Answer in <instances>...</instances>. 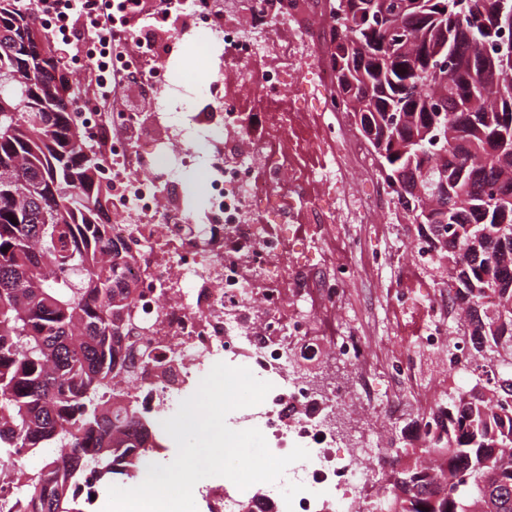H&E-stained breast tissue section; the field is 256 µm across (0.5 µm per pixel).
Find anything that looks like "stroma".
<instances>
[{"label":"stroma","instance_id":"stroma-1","mask_svg":"<svg viewBox=\"0 0 512 512\" xmlns=\"http://www.w3.org/2000/svg\"><path fill=\"white\" fill-rule=\"evenodd\" d=\"M138 35L144 40L156 39L163 47L168 72L174 78L173 89L146 88L147 98H163L170 112H214L218 109L217 96L231 91L240 97L244 111L254 115L263 130L273 131L271 109L257 78L259 63L226 58L223 46L217 45L212 49L211 69H202L197 58L200 36L193 25L166 34L156 33L151 28L142 29ZM315 78L314 71L301 73L285 97L286 104L310 113L309 119L299 122L292 133L299 146V167L306 172L315 171L325 155L324 147L314 135L313 127L319 115L308 93ZM206 175L205 162H198L194 169L183 173L180 180L168 183L165 193L182 199L190 213L202 214ZM417 237L416 225L410 224L396 206L383 215L380 225L338 224L332 231L337 258L355 263L360 270L339 308L338 323L358 328L367 340L374 361L381 365L392 358L398 348H412L416 342L415 330H426L431 297L441 292L448 278L446 266L437 260H429L423 267L414 265L410 249ZM396 288L412 292L413 304L407 307L393 304L390 296ZM439 368V358H423L420 372L402 384L401 397L407 403L406 409L402 415L390 419L383 418L378 409L388 398L387 385L382 378H375L372 405L361 415V426L379 432L385 441L395 445L418 447L422 438L419 430L422 412L431 410L440 399L446 398L450 388L465 389L476 382L475 375L467 371L447 380L440 378Z\"/></svg>","mask_w":512,"mask_h":512}]
</instances>
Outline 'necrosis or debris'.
<instances>
[{"mask_svg":"<svg viewBox=\"0 0 512 512\" xmlns=\"http://www.w3.org/2000/svg\"><path fill=\"white\" fill-rule=\"evenodd\" d=\"M181 4L209 44L227 45L241 61L273 59L260 79L270 99L293 84L303 64L313 63L323 73L310 95L320 111L336 115L335 126L325 131L332 149L324 169L338 196L328 208L304 192L302 175L290 162L289 135L298 115L289 109L275 114L284 138L276 158L269 138L229 100L222 103L220 130L211 129L205 115L182 112L169 118L167 147L148 154L129 135L136 113H83L89 136L107 145L101 173L114 184L112 208L121 217L111 236L132 257L129 273L140 281L134 313L149 325L166 372L164 379L147 378L131 392L146 411L159 415L183 384L213 363L247 367L272 385L251 418L270 436L274 455L297 445L310 453L285 472L294 491L283 500L282 512H374L368 489L383 440L343 432L336 418L337 408H354L368 396L374 370L360 332L336 328V310L358 271L337 260L318 267L307 256L329 241L338 211H348L350 223L367 224L373 213L387 211L392 197L379 181L368 200L344 192L353 177H371L373 159L339 109L324 58L310 56L306 46L309 34L323 27V10L309 8L305 0H246L248 20L240 25L218 19L200 0ZM277 16L298 21L299 34L285 42L272 39L267 24ZM219 134L221 153L207 156L206 211L194 219L168 207L165 184L197 159L190 137L207 145ZM151 165L155 177L144 178L142 168ZM431 312L417 347L447 352L448 321L458 309L442 294ZM336 358L351 363L356 378L321 380L301 368Z\"/></svg>","mask_w":512,"mask_h":512,"instance_id":"4bbe7bcc","label":"necrosis or debris"}]
</instances>
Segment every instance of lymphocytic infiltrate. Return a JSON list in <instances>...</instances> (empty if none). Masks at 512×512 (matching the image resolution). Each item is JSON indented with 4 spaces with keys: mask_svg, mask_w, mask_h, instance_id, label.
Here are the masks:
<instances>
[{
    "mask_svg": "<svg viewBox=\"0 0 512 512\" xmlns=\"http://www.w3.org/2000/svg\"><path fill=\"white\" fill-rule=\"evenodd\" d=\"M143 8L142 0H100L94 10L87 0H45L42 6L44 25L54 29L63 43H75V57L84 61V70L98 90L100 103L116 112L144 109L136 89L149 82V75L139 70H121L112 64L113 59L136 54L143 46L132 25L124 27L122 37H114L115 13L130 16Z\"/></svg>",
    "mask_w": 512,
    "mask_h": 512,
    "instance_id": "obj_1",
    "label": "lymphocytic infiltrate"
}]
</instances>
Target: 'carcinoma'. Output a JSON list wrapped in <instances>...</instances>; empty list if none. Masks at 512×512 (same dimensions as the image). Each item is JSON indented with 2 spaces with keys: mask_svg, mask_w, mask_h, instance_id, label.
<instances>
[{
  "mask_svg": "<svg viewBox=\"0 0 512 512\" xmlns=\"http://www.w3.org/2000/svg\"><path fill=\"white\" fill-rule=\"evenodd\" d=\"M353 0L330 4L328 66L336 84L365 71L372 100L349 94L345 111L380 128L394 115L436 123L415 145L419 213L447 217L430 241L448 266V295L475 370L494 380L482 392L453 391L432 411L446 439L421 448L390 444L383 461L389 495L380 512H512V39L498 18L512 0H423V15L360 21ZM39 27L21 0H0V484L25 488L0 512H85L76 485L87 470L106 484L135 480L160 448L156 418L142 415L127 386L154 361L133 307L129 261L105 237L112 195L97 151L77 131L76 98L48 70L31 77L25 38ZM404 51L382 71L373 59L394 34ZM498 62L496 75L486 69ZM379 169L406 159L373 151ZM463 174L450 195L442 171ZM410 223L418 213L405 188L391 187ZM482 234L485 255L470 239ZM42 462L29 470L26 462Z\"/></svg>",
  "mask_w": 512,
  "mask_h": 512,
  "instance_id": "obj_1",
  "label": "carcinoma"
}]
</instances>
